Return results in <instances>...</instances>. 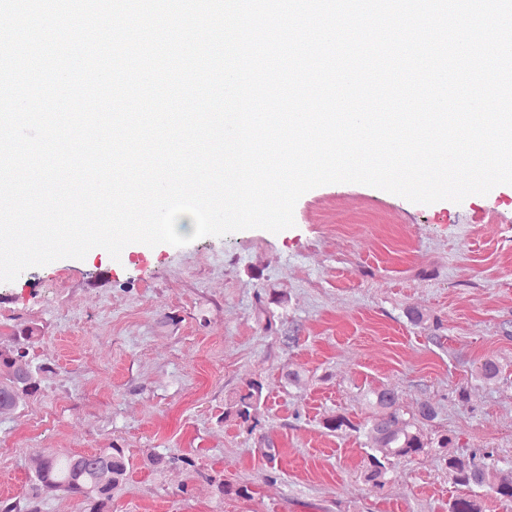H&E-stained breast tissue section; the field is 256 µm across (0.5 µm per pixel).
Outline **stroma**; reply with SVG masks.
<instances>
[{"instance_id":"obj_1","label":"stroma","mask_w":512,"mask_h":512,"mask_svg":"<svg viewBox=\"0 0 512 512\" xmlns=\"http://www.w3.org/2000/svg\"><path fill=\"white\" fill-rule=\"evenodd\" d=\"M293 217L277 233L128 258L102 241L94 257L0 282V343L37 325L30 357L54 369L24 408L0 414V501L25 492L39 449L115 442L132 469L112 512H448L468 490L438 454L399 461L378 491L364 478L363 436L323 427L335 412L363 422L362 391L381 387L409 407L431 399L435 430L463 453L495 449L497 475L511 478L512 185L421 204L327 184L304 193ZM410 306L428 322L412 326ZM487 357L504 369L497 382L471 374ZM289 369L299 384H285ZM250 377L269 390L253 435L223 418L226 396ZM153 452L194 465L158 472ZM217 472L232 493L210 485Z\"/></svg>"}]
</instances>
